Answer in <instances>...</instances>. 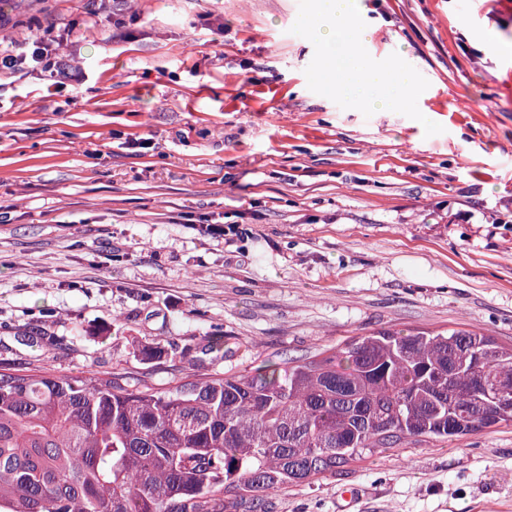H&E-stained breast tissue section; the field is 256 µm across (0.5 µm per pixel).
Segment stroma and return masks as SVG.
Here are the masks:
<instances>
[{"label": "stroma", "mask_w": 512, "mask_h": 512, "mask_svg": "<svg viewBox=\"0 0 512 512\" xmlns=\"http://www.w3.org/2000/svg\"><path fill=\"white\" fill-rule=\"evenodd\" d=\"M312 5L0 0V40L44 36L64 72L0 80V373L162 385L384 328L512 344V53L492 49L512 0H359L366 53L422 90L408 112L321 89ZM266 512H512V426L383 451Z\"/></svg>", "instance_id": "35a3bbf8"}]
</instances>
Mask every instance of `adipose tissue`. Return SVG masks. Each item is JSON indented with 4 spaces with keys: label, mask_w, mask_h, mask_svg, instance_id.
Listing matches in <instances>:
<instances>
[{
    "label": "adipose tissue",
    "mask_w": 512,
    "mask_h": 512,
    "mask_svg": "<svg viewBox=\"0 0 512 512\" xmlns=\"http://www.w3.org/2000/svg\"><path fill=\"white\" fill-rule=\"evenodd\" d=\"M354 11L355 0H314L301 22L324 49L321 80L328 91L374 111L409 110L418 91L413 75L395 64L377 62L364 51L369 35L355 24Z\"/></svg>",
    "instance_id": "ef3b65f1"
}]
</instances>
